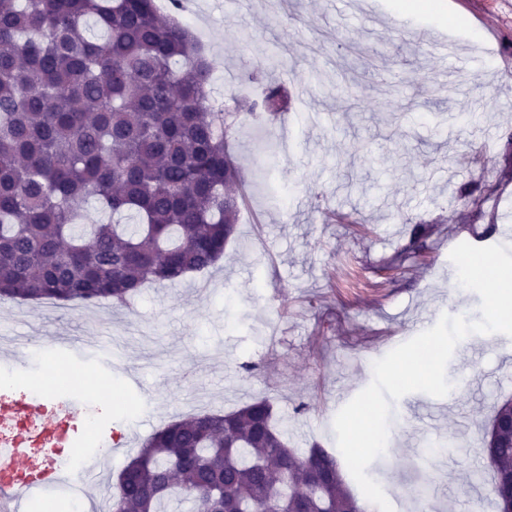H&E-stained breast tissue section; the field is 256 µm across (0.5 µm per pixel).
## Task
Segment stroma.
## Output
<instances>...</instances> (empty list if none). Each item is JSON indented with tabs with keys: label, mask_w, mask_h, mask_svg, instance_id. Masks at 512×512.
<instances>
[{
	"label": "stroma",
	"mask_w": 512,
	"mask_h": 512,
	"mask_svg": "<svg viewBox=\"0 0 512 512\" xmlns=\"http://www.w3.org/2000/svg\"><path fill=\"white\" fill-rule=\"evenodd\" d=\"M398 3L186 0L215 103L288 91L281 119L231 130L242 203L223 259L119 309L0 300V377L93 397L122 434L104 483L157 428L261 398L291 446L335 447L391 339L480 319L449 254L512 246V0ZM451 362L447 396L394 403L367 469L393 512H492L483 441L512 399V337L469 335Z\"/></svg>",
	"instance_id": "35a3bbf8"
}]
</instances>
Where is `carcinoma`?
<instances>
[{"label":"carcinoma","mask_w":512,"mask_h":512,"mask_svg":"<svg viewBox=\"0 0 512 512\" xmlns=\"http://www.w3.org/2000/svg\"><path fill=\"white\" fill-rule=\"evenodd\" d=\"M211 71L154 0H0L1 299L125 307L224 256L241 207L227 133L241 115L277 117L287 93L226 110ZM90 204L112 222L85 223ZM484 444L501 512L512 432ZM124 471L110 512H365L334 451L290 447L265 398L155 431Z\"/></svg>","instance_id":"1"}]
</instances>
